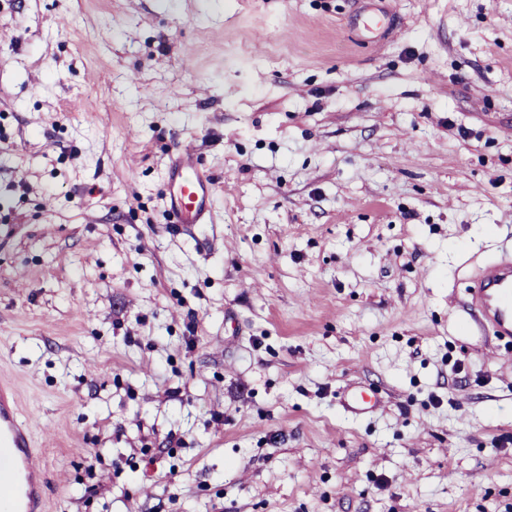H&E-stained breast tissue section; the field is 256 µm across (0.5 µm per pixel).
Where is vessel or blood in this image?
Returning <instances> with one entry per match:
<instances>
[{
	"mask_svg": "<svg viewBox=\"0 0 512 512\" xmlns=\"http://www.w3.org/2000/svg\"><path fill=\"white\" fill-rule=\"evenodd\" d=\"M170 208L178 223L208 224L213 219L215 186L199 166L196 151L175 147L168 168ZM468 305L479 326L497 340L512 343V255L483 264L466 287ZM29 429L18 415L17 395L0 381V512H46L42 470Z\"/></svg>",
	"mask_w": 512,
	"mask_h": 512,
	"instance_id": "b4317fda",
	"label": "vessel or blood"
}]
</instances>
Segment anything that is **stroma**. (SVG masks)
<instances>
[{
	"label": "stroma",
	"mask_w": 512,
	"mask_h": 512,
	"mask_svg": "<svg viewBox=\"0 0 512 512\" xmlns=\"http://www.w3.org/2000/svg\"><path fill=\"white\" fill-rule=\"evenodd\" d=\"M178 142L213 223L172 225ZM505 251L512 0H0V374L49 512H512L463 295Z\"/></svg>",
	"instance_id": "35a3bbf8"
}]
</instances>
